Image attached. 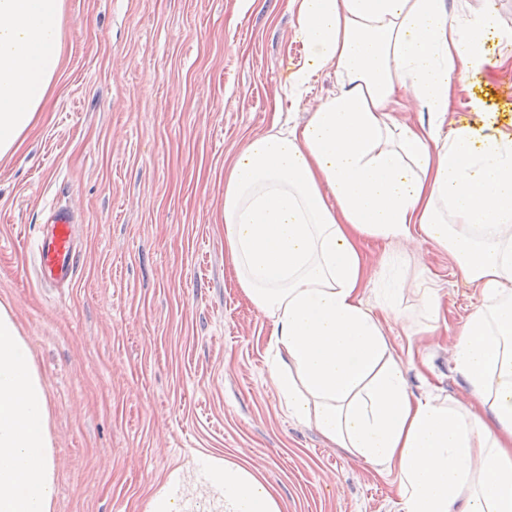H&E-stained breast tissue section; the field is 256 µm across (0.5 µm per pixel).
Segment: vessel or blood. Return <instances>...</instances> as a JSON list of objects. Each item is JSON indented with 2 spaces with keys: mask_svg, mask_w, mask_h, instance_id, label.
I'll use <instances>...</instances> for the list:
<instances>
[{
  "mask_svg": "<svg viewBox=\"0 0 512 512\" xmlns=\"http://www.w3.org/2000/svg\"><path fill=\"white\" fill-rule=\"evenodd\" d=\"M76 214L64 205L48 210L43 231L30 244L34 264L43 282L72 284L80 263L76 245Z\"/></svg>",
  "mask_w": 512,
  "mask_h": 512,
  "instance_id": "1",
  "label": "vessel or blood"
}]
</instances>
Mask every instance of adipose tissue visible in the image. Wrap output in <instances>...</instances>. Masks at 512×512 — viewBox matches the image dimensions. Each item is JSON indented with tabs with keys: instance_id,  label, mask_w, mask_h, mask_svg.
<instances>
[{
	"instance_id": "obj_1",
	"label": "adipose tissue",
	"mask_w": 512,
	"mask_h": 512,
	"mask_svg": "<svg viewBox=\"0 0 512 512\" xmlns=\"http://www.w3.org/2000/svg\"><path fill=\"white\" fill-rule=\"evenodd\" d=\"M304 95L335 90L305 123L251 137L224 179L220 221L248 299L273 325L282 407L396 473L403 512H512V137L444 132L455 82L490 64L497 16L449 18L446 0H297ZM63 0H0V157L36 122L62 52ZM428 131L396 121L400 98ZM420 230L478 288L453 347L474 409L410 392L364 305L358 243ZM43 384L0 309V512H48ZM224 512H276L254 476L213 474Z\"/></svg>"
}]
</instances>
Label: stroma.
Segmentation results:
<instances>
[{"label": "stroma", "instance_id": "1", "mask_svg": "<svg viewBox=\"0 0 512 512\" xmlns=\"http://www.w3.org/2000/svg\"><path fill=\"white\" fill-rule=\"evenodd\" d=\"M297 21L295 0H65L49 106L0 158V306L44 385L51 512H149L158 493L224 512L214 464L255 476L278 512H401L395 473L282 408L272 323L224 243L232 158L274 110L305 122L336 87L325 70L287 97L305 62ZM489 51L506 63L455 83L448 125L512 136V45ZM54 203L77 214L82 246L59 291L38 284L27 251ZM360 250L364 301L413 394L467 402L452 348L478 289L417 234Z\"/></svg>", "mask_w": 512, "mask_h": 512}]
</instances>
